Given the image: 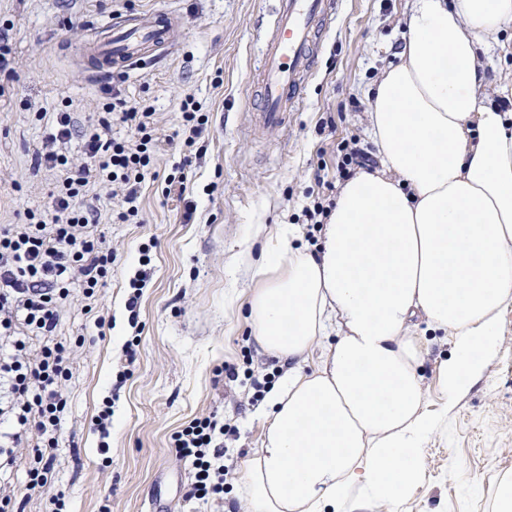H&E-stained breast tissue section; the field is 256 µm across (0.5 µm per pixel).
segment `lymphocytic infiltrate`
<instances>
[{
	"label": "lymphocytic infiltrate",
	"mask_w": 512,
	"mask_h": 512,
	"mask_svg": "<svg viewBox=\"0 0 512 512\" xmlns=\"http://www.w3.org/2000/svg\"><path fill=\"white\" fill-rule=\"evenodd\" d=\"M180 148L183 162L165 181L183 185L185 166L204 136L209 122L194 99L182 101ZM127 126L131 135L112 136L113 123ZM151 110L127 106L116 99L106 117L77 130L70 113L61 111L50 141L82 137V159L74 161L53 150L40 156L60 174L52 196V213H28L27 223L0 227V472L22 443L34 441L26 462L28 494H50L56 508L61 495L52 494L54 451L61 416L66 408L65 387L72 374L74 344L58 336L61 314L73 289L94 302L112 275V247L93 222L88 202L91 183L111 186L122 209L117 217L127 223L139 215L138 193L151 175L157 147ZM224 425L216 415L193 419L172 437L177 460L188 463L193 479L187 499L207 500L224 492V450L218 442Z\"/></svg>",
	"instance_id": "1"
}]
</instances>
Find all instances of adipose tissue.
I'll use <instances>...</instances> for the list:
<instances>
[{
  "label": "adipose tissue",
  "mask_w": 512,
  "mask_h": 512,
  "mask_svg": "<svg viewBox=\"0 0 512 512\" xmlns=\"http://www.w3.org/2000/svg\"><path fill=\"white\" fill-rule=\"evenodd\" d=\"M405 23L398 64L366 92L379 170L341 186L318 253L281 224L256 264L252 327L287 368L243 463L248 512H324L357 485L392 503L436 426L422 407L419 326L452 341L439 367L451 398L500 344L512 305V112L487 104L479 57L512 51L498 41L512 0H411Z\"/></svg>",
  "instance_id": "ef3b65f1"
}]
</instances>
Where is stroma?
<instances>
[{
  "label": "stroma",
  "mask_w": 512,
  "mask_h": 512,
  "mask_svg": "<svg viewBox=\"0 0 512 512\" xmlns=\"http://www.w3.org/2000/svg\"><path fill=\"white\" fill-rule=\"evenodd\" d=\"M331 20L314 48L300 107L283 132L254 130L250 114L262 41L276 0H0V28L12 44V73H0V225L21 224L25 211L44 212L59 173L35 163L68 109L76 124L98 119L112 98L152 107L159 139V177L140 188V221L122 224L109 188L91 187L98 229L116 250L112 276L94 312L74 300L60 336L85 344L74 358L68 404L59 426L54 492L66 512H246L242 465L261 446L266 423L250 385L216 376L225 363H248L256 377L278 371L256 342L247 295L253 264L277 225L294 224L316 247L306 207L335 202L318 185L336 179L337 146H369L366 91L396 64L407 36L408 0H334ZM140 10L176 14L173 55L123 76L91 73L84 55L108 17ZM193 97L209 115L201 154L186 169L182 195L165 192L164 175L181 155L168 139L181 128L180 104ZM152 277L129 325L128 281L138 246L149 237ZM104 316L110 329L99 332ZM501 344L483 376L447 400L439 364L453 347L428 333L418 367L424 406L437 428L422 445L414 487L388 508L364 512H494L499 481L512 475V306L500 320ZM137 339L132 374L116 375L125 343ZM112 401V428L101 437L94 419ZM217 414L236 432L224 436L228 471L220 499L187 500L189 465L172 454V436L194 418Z\"/></svg>",
  "instance_id": "obj_1"
}]
</instances>
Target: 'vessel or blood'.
I'll use <instances>...</instances> for the list:
<instances>
[{
  "label": "vessel or blood",
  "instance_id": "vessel-or-blood-1",
  "mask_svg": "<svg viewBox=\"0 0 512 512\" xmlns=\"http://www.w3.org/2000/svg\"><path fill=\"white\" fill-rule=\"evenodd\" d=\"M277 22L262 54L264 77L258 88L259 107L254 126L281 131L288 114L301 102L304 77L314 60L311 46L325 30L333 0H277ZM101 38L87 49L97 74L123 73L172 51L171 15L141 11L113 17L102 27Z\"/></svg>",
  "mask_w": 512,
  "mask_h": 512
}]
</instances>
